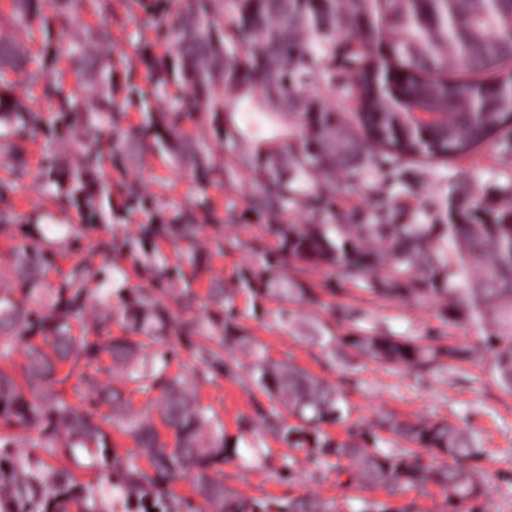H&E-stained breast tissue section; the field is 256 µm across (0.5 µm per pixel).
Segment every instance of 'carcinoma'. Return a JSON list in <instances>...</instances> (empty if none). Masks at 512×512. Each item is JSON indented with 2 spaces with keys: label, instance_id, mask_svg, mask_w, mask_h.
Returning a JSON list of instances; mask_svg holds the SVG:
<instances>
[{
  "label": "carcinoma",
  "instance_id": "cac0c4a2",
  "mask_svg": "<svg viewBox=\"0 0 512 512\" xmlns=\"http://www.w3.org/2000/svg\"><path fill=\"white\" fill-rule=\"evenodd\" d=\"M14 32L0 39V79L16 68L20 49L41 34L42 60L68 59L74 77L40 65L27 73L47 106L36 111L0 94V152L8 157L0 176V232L22 238L12 252L18 287L0 289V512H197L189 498H176L169 485L188 478L194 493L214 512H336L313 496L284 500L244 497L224 485L221 467L242 460L238 440L224 434L217 413L198 398L201 385L217 378L239 379L227 347L245 341L239 334L233 294L210 291V315L177 319L165 304L171 284L181 280L178 301L189 309L198 300L192 284L206 267L194 246L200 226L224 224L209 194L231 184L238 167L254 177V207L284 214L305 204L314 224H268L276 243L268 265H332L365 282L362 292L384 299L432 297L453 324L484 330L483 350L498 386L512 395V206L499 207L448 197L446 224H383L386 206L355 212L348 224H324L335 201L326 175L342 167L354 176L363 141L349 135L326 98L349 82L360 104L358 118L379 142L377 171L399 168L400 159L450 158L483 144L512 124V0H130L163 44L156 53L134 44L145 86L126 85L125 100L113 92V65L98 48L111 41L106 0H53L54 34L39 21L38 0H12ZM86 15L103 18L99 27ZM387 41L390 68L405 73L401 95L425 111L448 113V123L424 134L404 122L408 106H396L385 91L387 67L369 60L367 49ZM496 76L481 90L479 81H448V72ZM319 80L324 94L299 89ZM164 101L160 112L151 102ZM143 114L137 128H124L126 112ZM248 120L240 125L238 114ZM203 125L224 142L225 158H212L209 141L184 140L187 125ZM144 151L173 160L189 157L198 191L184 206L147 196L135 179H102L117 165L122 148L116 134ZM45 137L39 172L41 189L61 210L71 207L90 224L112 223V198L123 214L145 216L134 241L125 243L134 268L149 287L133 289L120 322L126 335L112 336L114 267L75 263L54 282L66 254L81 252L82 236L50 212L5 208L6 196L28 175L24 144ZM73 140L75 160L62 164L56 143ZM57 229L61 235L50 238ZM186 243L177 263L157 256L142 264L140 253L158 239ZM96 287H90V283ZM283 292L320 302L339 289L329 283L297 285ZM98 308L80 336L73 324L85 321L88 304ZM26 346L20 383L9 371L13 355ZM345 345L359 356L406 370L446 368L471 359L461 346L424 343L413 336L360 330ZM186 351L189 363L171 373ZM252 380L270 406L242 416L240 432L256 421L289 448L303 452L314 474L326 468L348 474L347 484H372L384 500H364L357 512H416L412 502L392 501L405 488L434 485L444 512H463L484 498L490 475L479 465L477 436L445 420L408 421L393 415L374 426L352 424L346 437L322 429L349 417L343 392L293 365L274 364L254 352ZM117 373L120 385L100 380ZM148 396L149 409L136 411L130 395ZM76 400H70V397ZM174 445L160 441L156 422ZM135 437L139 451L120 455L112 430ZM392 433L398 447H380L378 430ZM30 434L31 452L17 449L13 431ZM86 452L84 462L80 452ZM66 459L75 468L109 472L107 491L78 482L68 468L47 459Z\"/></svg>",
  "mask_w": 512,
  "mask_h": 512
}]
</instances>
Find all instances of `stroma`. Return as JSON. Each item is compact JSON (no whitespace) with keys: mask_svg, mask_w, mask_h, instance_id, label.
Wrapping results in <instances>:
<instances>
[{"mask_svg":"<svg viewBox=\"0 0 512 512\" xmlns=\"http://www.w3.org/2000/svg\"><path fill=\"white\" fill-rule=\"evenodd\" d=\"M107 3L116 19L109 52L115 62L113 81L120 86L127 70L123 54L132 53L137 40L153 42L154 35L144 30L140 14L130 12L126 0ZM41 152L38 141L25 147L30 175L11 198L18 210L56 212L37 181ZM402 170L405 183L401 186L388 185L380 173L369 168L354 179L345 171H337L330 179L336 192V210L329 217L330 223H345L349 214L369 211L379 202L386 204L392 224L411 220L447 223L449 192L482 199L495 195L499 185L512 182V126L466 154L447 161H407ZM106 175L115 180H140L147 193L165 194L175 203L184 202L197 189L190 167L170 165L155 153L145 154L123 168L109 169ZM253 190L250 171L239 169L232 185L212 192L218 206H232V218L218 230L203 226L197 235L207 272L195 285L200 300L194 313L200 318L209 314L208 288L234 292L239 326L250 338L248 345L234 346L231 351L241 373H248L259 352L272 362L295 363L342 389L350 404L352 422L372 423L382 414L393 413L404 418L446 419L470 428L480 439L484 450L482 466L491 476L487 496L479 502L481 512H512V396L499 388L488 361L479 357L460 361L421 377L394 365L361 359L339 342L340 337L353 335L358 329L371 328L400 336L432 335L444 344L474 347L480 343V330L443 319L433 299L404 303L362 293L355 281L339 276L336 269L328 266L309 267L304 275L307 281L329 280L338 287L336 294L323 296L318 305L292 302L283 295L281 285L296 278L286 265L273 271L277 286L263 295L240 287V272L263 268L255 245L262 239L268 219L252 208ZM219 238L228 242L221 252L215 247ZM331 334L336 336V343L328 342ZM200 399L218 411L227 436L239 441L244 461L239 466L225 465L224 482L240 495L312 494L335 501L337 512H349L350 504L358 498H381V491L366 486H340L332 472L313 478L301 454L295 456L292 481L275 479L266 463L292 454L290 448L260 427L246 437L238 435V417L253 414L256 404L267 401L256 388L224 378L203 385Z\"/></svg>","mask_w":512,"mask_h":512,"instance_id":"1","label":"stroma"}]
</instances>
